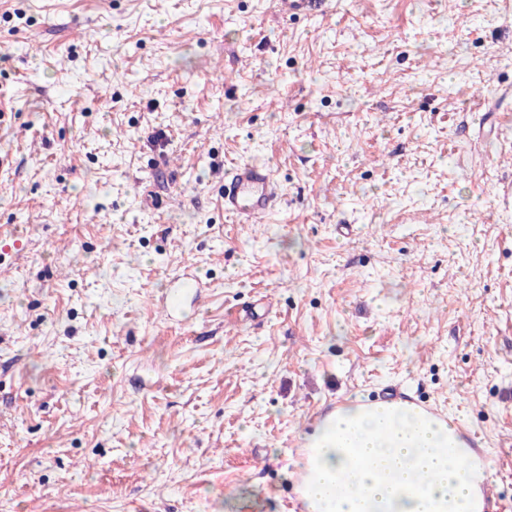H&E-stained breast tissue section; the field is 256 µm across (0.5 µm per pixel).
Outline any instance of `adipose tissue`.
<instances>
[{
  "instance_id": "adipose-tissue-1",
  "label": "adipose tissue",
  "mask_w": 512,
  "mask_h": 512,
  "mask_svg": "<svg viewBox=\"0 0 512 512\" xmlns=\"http://www.w3.org/2000/svg\"><path fill=\"white\" fill-rule=\"evenodd\" d=\"M295 468L304 512H488L495 481L452 418L360 396L303 434Z\"/></svg>"
}]
</instances>
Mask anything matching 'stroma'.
I'll list each match as a JSON object with an SVG mask.
<instances>
[{
  "label": "stroma",
  "instance_id": "stroma-1",
  "mask_svg": "<svg viewBox=\"0 0 512 512\" xmlns=\"http://www.w3.org/2000/svg\"><path fill=\"white\" fill-rule=\"evenodd\" d=\"M493 114L512 0H0V512H303L302 435L392 394L512 512ZM252 157L281 200L239 224ZM187 266L205 297L166 320ZM224 215L238 223L256 222L275 212L280 203L278 184L269 163L253 158L224 175Z\"/></svg>",
  "mask_w": 512,
  "mask_h": 512
}]
</instances>
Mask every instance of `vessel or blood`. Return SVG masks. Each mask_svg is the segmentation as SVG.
<instances>
[{
  "instance_id": "obj_1",
  "label": "vessel or blood",
  "mask_w": 512,
  "mask_h": 512,
  "mask_svg": "<svg viewBox=\"0 0 512 512\" xmlns=\"http://www.w3.org/2000/svg\"><path fill=\"white\" fill-rule=\"evenodd\" d=\"M279 188L269 163L259 158L235 165L224 176V214L241 223L256 222L275 212ZM204 285L194 274H184L162 298L167 315H176L184 303L200 299Z\"/></svg>"
}]
</instances>
